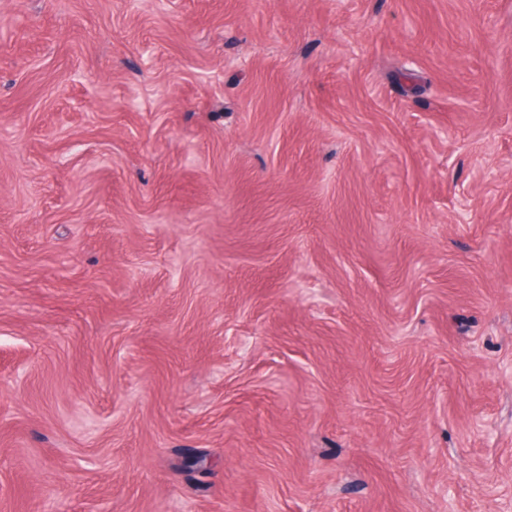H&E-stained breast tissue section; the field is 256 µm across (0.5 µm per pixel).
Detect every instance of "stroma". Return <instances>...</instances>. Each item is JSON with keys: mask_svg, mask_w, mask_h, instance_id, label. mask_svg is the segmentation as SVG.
Returning a JSON list of instances; mask_svg holds the SVG:
<instances>
[{"mask_svg": "<svg viewBox=\"0 0 512 512\" xmlns=\"http://www.w3.org/2000/svg\"><path fill=\"white\" fill-rule=\"evenodd\" d=\"M0 512H512V0H0Z\"/></svg>", "mask_w": 512, "mask_h": 512, "instance_id": "1", "label": "stroma"}]
</instances>
